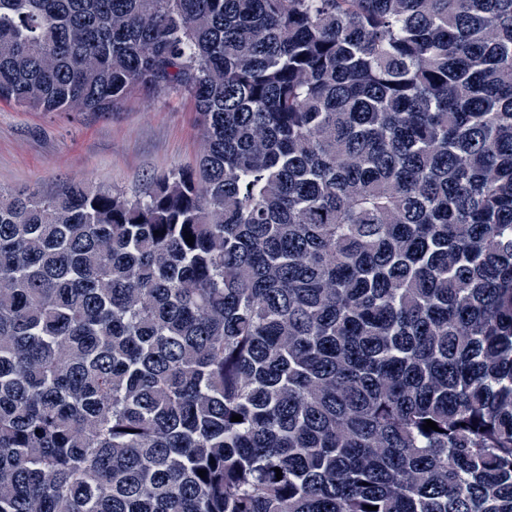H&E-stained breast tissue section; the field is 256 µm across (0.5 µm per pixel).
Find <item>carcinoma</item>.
<instances>
[{
    "instance_id": "cac0c4a2",
    "label": "carcinoma",
    "mask_w": 512,
    "mask_h": 512,
    "mask_svg": "<svg viewBox=\"0 0 512 512\" xmlns=\"http://www.w3.org/2000/svg\"><path fill=\"white\" fill-rule=\"evenodd\" d=\"M135 90L196 169L0 188V512H512V0H0V102Z\"/></svg>"
}]
</instances>
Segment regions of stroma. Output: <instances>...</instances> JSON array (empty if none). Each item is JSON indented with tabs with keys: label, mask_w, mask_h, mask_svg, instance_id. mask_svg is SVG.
<instances>
[{
	"label": "stroma",
	"mask_w": 512,
	"mask_h": 512,
	"mask_svg": "<svg viewBox=\"0 0 512 512\" xmlns=\"http://www.w3.org/2000/svg\"><path fill=\"white\" fill-rule=\"evenodd\" d=\"M204 140L193 102L134 91L109 112H25L0 104V187L54 192L67 180L129 193L196 168Z\"/></svg>",
	"instance_id": "stroma-1"
}]
</instances>
